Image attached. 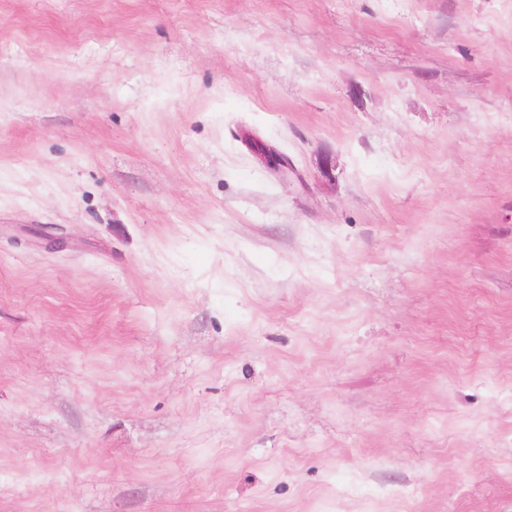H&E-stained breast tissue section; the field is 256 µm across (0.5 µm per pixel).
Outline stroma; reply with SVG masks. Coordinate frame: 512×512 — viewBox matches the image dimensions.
<instances>
[{"instance_id":"1","label":"stroma","mask_w":512,"mask_h":512,"mask_svg":"<svg viewBox=\"0 0 512 512\" xmlns=\"http://www.w3.org/2000/svg\"><path fill=\"white\" fill-rule=\"evenodd\" d=\"M0 512H512V0H0Z\"/></svg>"}]
</instances>
